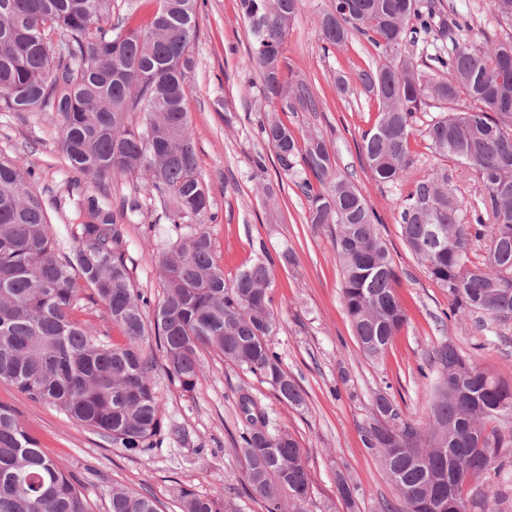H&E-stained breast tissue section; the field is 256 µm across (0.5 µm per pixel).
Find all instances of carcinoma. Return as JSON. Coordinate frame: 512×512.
<instances>
[{"label":"carcinoma","instance_id":"obj_1","mask_svg":"<svg viewBox=\"0 0 512 512\" xmlns=\"http://www.w3.org/2000/svg\"><path fill=\"white\" fill-rule=\"evenodd\" d=\"M114 0H0V112H53L58 146L74 172L98 188L148 174L168 206L176 239L159 260L162 297L148 324L150 298L135 287L124 233L111 205L75 191L73 245L59 246L34 173L21 156H0V381L131 454L155 448L165 413L152 379L155 336L169 379L192 391L200 352L262 375L280 399L306 394L269 343L279 326L268 289L272 263L259 260L224 278L206 222L211 195L200 173L185 107L195 67L199 0H161L135 24ZM250 37L248 65L271 111L294 102L317 109L308 84L285 75L283 45L299 0H239ZM442 0H333L319 20L322 41L340 49L353 34L382 55L355 78L378 104L362 137L371 176L395 183L412 162L416 113L444 109L424 130L429 149L474 172L484 188L479 211L456 195L440 166L413 182L400 212L402 237L455 309L512 316V42L477 48ZM439 33L451 46L429 56L430 73L405 54L408 37ZM260 138L279 168L297 179L307 222L334 224L343 271L342 301L363 355L380 358L405 321L397 274L376 215L356 184L336 168L325 138L298 139L272 115ZM439 227L440 241L430 229ZM482 262L472 261L476 244ZM90 291L84 296V291ZM101 307L124 342L98 336L73 314L84 299ZM437 382L424 400L428 427L395 424L398 409L380 395V419L364 428L404 504V512H467L464 485L448 491L456 468L468 478L498 473L512 455V383L480 369L453 342L433 354ZM234 451L246 464L248 495L265 512H304L310 475L297 440L272 426L249 394L239 397ZM181 512H230L224 494L182 490ZM0 512H89L82 485L39 448L15 411L0 403ZM110 512H158L148 496L113 488Z\"/></svg>","mask_w":512,"mask_h":512}]
</instances>
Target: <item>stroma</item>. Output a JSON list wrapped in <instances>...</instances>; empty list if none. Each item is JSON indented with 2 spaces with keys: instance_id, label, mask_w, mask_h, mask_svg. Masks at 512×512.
<instances>
[{
  "instance_id": "35a3bbf8",
  "label": "stroma",
  "mask_w": 512,
  "mask_h": 512,
  "mask_svg": "<svg viewBox=\"0 0 512 512\" xmlns=\"http://www.w3.org/2000/svg\"><path fill=\"white\" fill-rule=\"evenodd\" d=\"M331 3L300 0L284 46L287 69L309 84L320 109L310 112L298 106L282 119L296 133L322 134L335 153L338 170L352 177L380 216L379 232L398 275L396 292L406 321L380 359H367L360 351L342 303L334 229L308 223L302 192L278 171L272 148L258 137L265 107L260 77L246 64L249 38L239 0H204L186 107L199 170L217 216L206 229L225 278H234L259 259L273 260L269 296L280 325L270 342L306 392V405L288 406L260 375L205 351L193 391H181L164 369H157L154 389L165 411V426L156 450L132 455L0 382V403L12 407L40 447L81 482L93 512H109L114 487L152 496L159 512H181L183 489L223 494L235 512H264L246 494V464L233 450L238 396L244 391L256 397L277 429L291 434L302 448L310 474L307 512H344L336 486L340 473L353 488L355 512H402L395 486L362 443L364 427L376 416V398H390L401 421L422 422V397L432 391L436 377L430 357L444 340L453 341L483 370L512 382V317L451 315V300L429 279L401 235L400 204L413 182L437 166L457 167L428 150L422 136L440 110L430 105L417 113L411 139L416 162L403 180L393 186L373 180L359 146L378 105L357 84L338 96L333 79L376 66L379 53L356 39L343 49L325 50L317 20ZM443 3L445 11L467 16L470 29L465 37L471 43L512 39V27L496 22L489 0ZM259 152L269 161L262 173L253 164ZM0 154L26 159L47 201L65 194L75 178L58 148L52 112H0ZM107 196L112 202L123 196L138 202V210L121 219L127 264L137 287L159 300L158 260L174 235L173 227L144 178H119ZM286 252L294 255V264L283 262Z\"/></svg>"
}]
</instances>
